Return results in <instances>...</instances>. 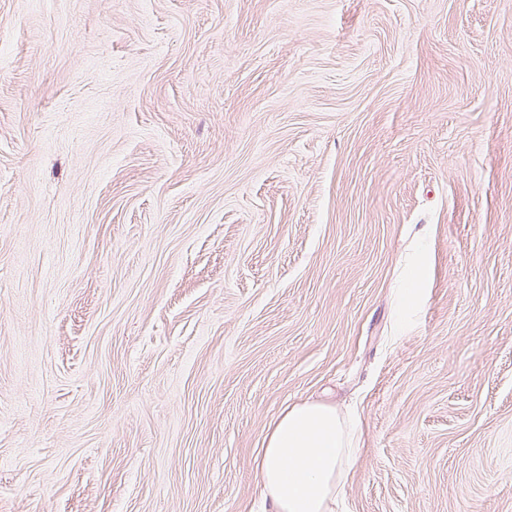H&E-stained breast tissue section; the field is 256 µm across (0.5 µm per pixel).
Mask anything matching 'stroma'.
I'll return each mask as SVG.
<instances>
[{
	"label": "stroma",
	"instance_id": "1",
	"mask_svg": "<svg viewBox=\"0 0 512 512\" xmlns=\"http://www.w3.org/2000/svg\"><path fill=\"white\" fill-rule=\"evenodd\" d=\"M309 400L512 512V0H0V512H272Z\"/></svg>",
	"mask_w": 512,
	"mask_h": 512
}]
</instances>
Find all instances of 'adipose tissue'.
<instances>
[{
  "label": "adipose tissue",
  "instance_id": "obj_1",
  "mask_svg": "<svg viewBox=\"0 0 512 512\" xmlns=\"http://www.w3.org/2000/svg\"><path fill=\"white\" fill-rule=\"evenodd\" d=\"M352 422L332 405L288 409L266 434L259 481L274 512H328L359 451Z\"/></svg>",
  "mask_w": 512,
  "mask_h": 512
}]
</instances>
